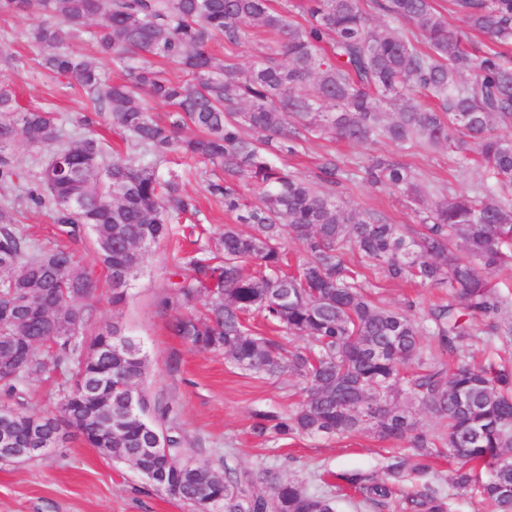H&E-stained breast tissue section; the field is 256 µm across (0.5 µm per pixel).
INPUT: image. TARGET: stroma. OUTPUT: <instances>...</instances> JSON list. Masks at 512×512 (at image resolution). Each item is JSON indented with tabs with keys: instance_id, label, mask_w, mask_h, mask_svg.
Here are the masks:
<instances>
[{
	"instance_id": "stroma-1",
	"label": "stroma",
	"mask_w": 512,
	"mask_h": 512,
	"mask_svg": "<svg viewBox=\"0 0 512 512\" xmlns=\"http://www.w3.org/2000/svg\"><path fill=\"white\" fill-rule=\"evenodd\" d=\"M33 20L24 15H0V53L10 63L0 62V83L10 84L20 104L54 112L63 140L75 143L89 129L79 116L89 109L59 80L38 65V51L27 40ZM382 141L365 146L336 140L333 135L309 138L300 154L279 157L278 165L303 176L311 175L325 154H335L341 167L353 170L374 156L388 153ZM411 166L421 173L431 188L446 185L470 188L478 181V170L459 172L447 150L411 151ZM184 187L196 196L202 210L196 224L173 225L169 238L153 245L138 272L130 281L125 304L109 303L106 273L98 262L91 241L74 244L78 269L92 273L101 286L95 293L101 325L117 324L122 332L140 343L147 354L150 372L145 387L151 398L168 404L182 437L201 449L198 463L223 458L226 468L248 470L259 476L255 489L269 493L270 476L298 480L312 493L335 499L337 512H407L404 498L382 509L360 498L344 497L333 479L344 470H381L388 455L387 442L367 433L352 438L300 436L269 441L253 434L251 415L256 408L281 413L291 410L299 399L294 378H268L239 369L223 354L193 348L169 331L171 311L160 304L169 277L179 263L180 246L186 237L201 232L214 235L232 223L221 202L203 190L199 172L186 174ZM351 204L384 214L390 223L417 228L414 212L399 203L397 196L369 186L349 185ZM21 228L40 250L55 247L61 236L50 213L21 204ZM367 275L380 302L409 309L418 321H425L429 307L447 301L444 288L420 287L391 282L378 268ZM453 461L440 458L429 483L447 496L450 512H485L477 494L457 490L452 483ZM0 512H194L179 498L151 487L134 468L113 462L81 438L70 437L51 454L25 463L0 462Z\"/></svg>"
}]
</instances>
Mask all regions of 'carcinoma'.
Segmentation results:
<instances>
[{
  "mask_svg": "<svg viewBox=\"0 0 512 512\" xmlns=\"http://www.w3.org/2000/svg\"><path fill=\"white\" fill-rule=\"evenodd\" d=\"M305 23L290 19L294 3L273 0H0V14L38 20L28 39L39 66L79 90L91 111L139 154L106 160L88 135L56 149L51 112L27 109L0 84V406L21 417L7 426L12 444L28 443L27 384L54 368L72 374L73 424L92 448L141 476H167L177 497L203 512H335L331 499L281 480L270 494L255 476L199 464L176 431L167 406L151 399L129 408V387L149 372L141 346L117 325L97 326L90 302L98 280L76 267L65 246L34 249L9 198L23 173L9 149L22 140L50 157L27 200L46 208L68 240L92 236L107 273L112 307L126 301L144 262V239L156 244L169 225L199 221L183 174L160 177L150 159L181 155L212 165L206 192L235 214L214 247L187 257L161 305L175 311L171 333L203 350L224 352L238 367L298 379L301 401L286 414L256 409L259 437L353 436L373 432L414 449L413 461L388 457L383 476L366 470L333 474L336 487L383 507L412 479L410 512H448L426 481L436 458L456 463L454 486L476 490L490 512H512V362L475 365L469 350L480 334L512 346V296L487 275L512 267V0H450L459 25L448 28L434 0H301ZM259 29L276 37L249 68L226 64L216 38L239 46ZM86 53L72 48L82 37ZM175 64L172 80L155 60ZM122 65L116 82L103 61ZM429 99L422 104L412 98ZM169 108L165 118L154 106ZM185 128L196 134L181 136ZM333 133L363 145L386 140L393 151L368 159L363 179L399 193L415 207L422 232L410 236L375 212L343 201L348 174L326 157L309 179L277 165L311 136ZM446 148L459 171L476 166L479 182L453 187L425 203L420 177L403 160L416 148ZM261 187L246 201L240 182ZM306 259L292 272L286 235ZM380 267L393 282L411 279L448 289V304L431 308L429 335L454 358L445 367L423 351L421 324L407 311L375 300L371 283L346 251ZM255 262L259 275L246 272ZM262 318L274 333L306 341L295 349L248 324ZM436 415L445 432L419 428L416 412ZM112 412V433L96 429Z\"/></svg>",
  "mask_w": 512,
  "mask_h": 512,
  "instance_id": "carcinoma-1",
  "label": "carcinoma"
}]
</instances>
